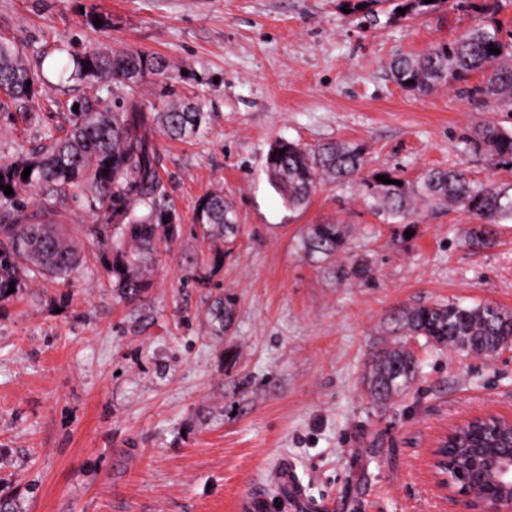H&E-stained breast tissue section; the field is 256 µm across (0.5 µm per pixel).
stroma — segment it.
<instances>
[{
	"label": "stroma",
	"instance_id": "stroma-1",
	"mask_svg": "<svg viewBox=\"0 0 512 512\" xmlns=\"http://www.w3.org/2000/svg\"><path fill=\"white\" fill-rule=\"evenodd\" d=\"M485 14L443 6L414 19L344 12L341 0H0V39L31 69L56 47L142 50L169 77L140 87L157 111L192 100L199 135L157 134L160 176L183 226L147 264L150 286L127 300L99 264L68 283L26 280L0 302V502L14 512H462L433 493L430 448L461 417L512 411V348L474 357L409 339L416 379L375 403L365 377L399 335L403 306L491 302L512 311V222L492 245L469 243L479 222L419 206L386 224L362 180L454 167L484 184L512 183L465 144L476 126L512 128V112L475 95L482 74L421 95L389 63L487 23L512 35V0ZM98 24H91V17ZM109 81L47 76L29 112L0 111V160L69 128L73 100L110 105ZM338 140L366 153L358 180L318 184L289 208L270 184L278 140ZM222 192L240 233L213 264L193 222L198 199ZM342 225L341 264L368 279L338 282L300 247L312 224ZM236 302L232 329L212 335L213 299ZM300 494L284 493L281 467Z\"/></svg>",
	"mask_w": 512,
	"mask_h": 512
}]
</instances>
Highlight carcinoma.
<instances>
[{"label": "carcinoma", "instance_id": "cac0c4a2", "mask_svg": "<svg viewBox=\"0 0 512 512\" xmlns=\"http://www.w3.org/2000/svg\"><path fill=\"white\" fill-rule=\"evenodd\" d=\"M352 12L376 15L384 3L394 5L390 17H418L447 0H342ZM405 9L400 14L397 9ZM500 50L488 52L489 46ZM19 47L0 40V85L14 89L0 98V111L24 109L39 84V74L19 59ZM59 77L93 82L110 77L125 89L112 108L92 111L79 106L70 112V130L63 138L49 134L41 149L0 164V302L12 297L9 287L21 288L22 278H52L67 283L83 264L84 254L63 224V205L82 198L96 213L97 224H85L82 233L97 248L99 263L113 290L126 298L138 297L148 281L144 267L158 245L173 242L182 234L176 209L158 171L159 151L155 135L161 128L171 139L199 132L205 120L197 105L183 103L165 112H155L138 92L149 75L166 74L161 59L146 52L105 50L66 52L57 60ZM391 72L399 86L425 93L438 85L465 80L480 72L486 76L479 91L485 97L512 105V41H503L499 30L479 25L449 43L430 46L417 56H398ZM466 145L486 153L497 165L512 167V131L485 123L468 135ZM284 154H279V150ZM364 152L358 145L331 141L313 148L278 140L267 157V174L292 208L306 206L319 182H345L361 174ZM29 177L22 178L26 167ZM381 181L363 182L373 200L375 214L387 221H404L419 202L443 208L457 207L483 224L512 222V183L484 186L455 168H431L413 180L388 171ZM400 184H395V181ZM13 194L7 196L4 187ZM40 196L35 207L21 199L22 193ZM194 223L212 242L232 244L240 225L221 192L202 196L195 208ZM307 257L335 262L346 251L340 224H311L302 240ZM340 280L365 279L363 264L336 266ZM233 298L219 296L206 311L213 335L222 336L235 321ZM400 335L423 337L435 347L486 356L509 345L512 312L492 303L472 306L448 304L403 307L393 312ZM420 366L406 343L377 351L371 361L367 391L377 402L388 401L419 374ZM486 424L458 429L448 448V460L469 459L479 465L508 441L505 429L493 434Z\"/></svg>", "mask_w": 512, "mask_h": 512}]
</instances>
